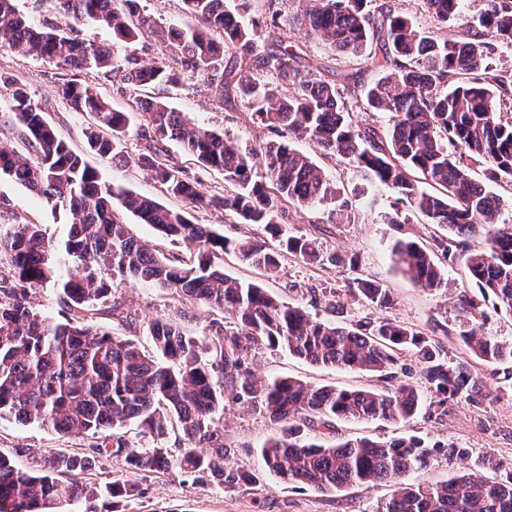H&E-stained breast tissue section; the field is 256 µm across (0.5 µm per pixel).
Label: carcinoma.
<instances>
[{"label":"carcinoma","mask_w":512,"mask_h":512,"mask_svg":"<svg viewBox=\"0 0 512 512\" xmlns=\"http://www.w3.org/2000/svg\"><path fill=\"white\" fill-rule=\"evenodd\" d=\"M54 2L69 20L66 31L36 27L14 0H0V47L58 68L116 75L132 90L176 85L184 73L209 70L233 51L298 86L285 98L234 67L223 71L215 96L240 94L253 121L275 136L257 150L188 124L157 98L135 101L134 112L114 110L97 88L70 79L59 85L58 96L71 111L93 115L96 128L85 133L91 152L126 162L122 139L138 115L143 123L135 133L145 151L135 163L150 170L167 195L196 208L221 209L244 224H263L281 249L304 262L352 265L336 251L324 253L316 237L292 234L279 223L287 205L308 209L330 202L339 217L353 209L323 169L288 144L308 138L323 154L352 160L367 188L391 193L394 212L387 223L407 224L409 213L417 212L444 230L430 247L395 241L392 256L403 274L436 291L445 284V264L463 253L481 297H494L496 309L512 316V225L497 223L500 199L487 186L512 182V72L491 63L498 48L512 47V0H483L472 21L461 18L462 0H425L438 23L434 35L391 0L371 10L370 0H301L297 23L333 51L361 57L376 42L373 64L382 74L366 86L364 97L367 111L389 114L380 130L355 124L343 91L334 82L301 75L288 47L266 48L265 29L249 16L251 0H238L233 11L224 0H183L194 23L167 29L140 12L139 0ZM86 21L128 46L154 35L175 53L176 66L144 65L132 54L120 63L108 46L78 37ZM0 89L8 95L26 151L1 146L0 173L71 216L61 240L46 237L31 222L0 232V257L11 266L0 276V416L63 435L97 436L82 454L41 456L27 469L0 454V512H61L97 496V487L82 476L104 456L121 457L136 471L175 467L205 473L227 488L249 483L250 473L226 465L230 449L220 419L231 405L279 426L261 456L267 470L285 482L320 492L384 482L391 493L372 512H512V467L502 468L490 454L472 460L467 474L423 484L411 482L410 474L441 455L450 462L467 460L469 450L450 440L429 444L416 435L328 440L336 419L396 423L417 413L420 389L398 376L404 352L418 361L430 396L428 412L436 420L447 417L455 402L478 407L485 401L487 385L473 360L501 367L492 373L496 389L512 390V340L489 336L476 323L460 336L468 358L451 362L439 340L388 319L322 321L302 306L285 304L254 282L230 277L223 266L224 255L232 253L273 276L280 252L193 224L181 210L101 180L14 78L0 75ZM167 141L179 143L199 164L223 171L230 186L224 196H207L184 177L164 152ZM477 164L484 166V183L472 177ZM126 213L172 241L194 245V256L156 253L131 235ZM475 239L478 244L470 245ZM48 282L57 288L56 318L31 305V295ZM117 282L153 285L217 308L224 324L211 326L216 340L207 347L175 322L152 320V356L95 323L96 305L107 302L112 315L137 327L138 310L115 294ZM348 291L372 306L391 304L388 289L366 277L352 278ZM265 349L370 374L383 385L347 390L289 377L260 380L250 362ZM131 423L154 441L174 435L175 449L134 447L122 432ZM322 427V438H302L304 430ZM135 491L133 484L106 486L111 512H121Z\"/></svg>","instance_id":"obj_1"}]
</instances>
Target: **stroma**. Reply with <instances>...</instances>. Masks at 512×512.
Listing matches in <instances>:
<instances>
[{"label":"stroma","instance_id":"obj_1","mask_svg":"<svg viewBox=\"0 0 512 512\" xmlns=\"http://www.w3.org/2000/svg\"><path fill=\"white\" fill-rule=\"evenodd\" d=\"M80 35L83 39L112 46L115 56L120 59L132 53L146 63L171 60L170 49L151 35L128 46L114 42L110 30L92 22L82 26ZM290 43L297 54L296 65L303 75L321 77L340 87L344 86V77L349 73H361L367 82L376 77L371 60L334 56L328 46L306 36L302 29L291 30ZM0 73L12 76L25 87L32 100L41 105L48 118L57 125L61 136L77 151H85L83 132L93 125L94 119L88 113L70 111L59 99L57 88L63 81L74 78L93 85L115 109L127 111L132 105L128 89L121 86L118 79L108 80L94 71L74 74L41 58L23 56L5 47H0ZM220 77L217 70L205 75L188 73L179 84H159L149 88L147 94L167 100L195 124L259 147L269 140L268 130L253 123L239 96L224 102L218 100L211 83ZM296 146L318 160L341 194L352 196L353 211L350 220L339 223L330 216L328 207H291L285 211L284 225L288 231L298 234L317 233L325 251L337 250L356 257L358 270L306 263L285 253L280 258L277 277H265L261 270L240 264L230 256L224 259L225 273L256 282L284 302L307 306L318 319L333 321L341 317L350 321H378L388 318L434 336L442 342L450 359L464 357L460 334L469 329L471 315L462 309L460 298L480 295L479 288L466 274L464 261L449 264L447 283L433 293L416 286L396 270L391 261L394 239L406 237L425 243L438 234V227L423 223L417 214L412 215L407 224L387 223L386 218L392 211L389 193H379L372 201L366 199L361 193L364 176L352 162L341 157L322 156L315 144L307 139L298 140ZM124 147L129 158L124 165L113 164L92 153H87L86 159L105 181L159 196L160 190L148 171L135 163L144 148L143 140L135 133H128ZM189 218L196 224L213 225L230 238L251 237L271 248L277 244L264 226L231 222L220 210H193ZM18 221L40 224L47 237L59 239L67 231L70 216L65 211L52 209L8 175L0 174V230H7ZM358 273L389 288L392 305L379 309L346 297L344 289ZM117 292L137 308L140 326L130 328L107 315L97 316V324L113 335L132 338L149 353L154 350L145 328L150 320L180 317L188 333L205 338L209 335L210 322L224 318L220 310L179 301L170 291L149 285L129 288L121 284ZM252 368L263 379L292 377L340 389L377 383L375 377L349 369L316 366L279 349H268L256 355ZM335 427L337 435L345 437L389 439L418 435L429 441L450 439L470 449L473 456L491 453L502 461L512 462V394L489 395L478 408L465 402L456 404L441 421L421 413L405 423H352L339 419ZM276 431V425L268 418L233 406L226 409L224 442L231 448L229 464L254 477L253 482L233 489L212 483L209 477L201 478L176 469L153 474L138 472L126 467L118 458L104 460L94 470L91 480L101 488L116 479L135 484L138 493L127 502L126 512H372L377 502L387 497L389 489L384 485L320 493L304 484L281 482L265 469L261 456L263 444ZM93 442L89 435L62 436L35 425L18 423L7 415L0 417V453L8 456L18 448L26 449L31 458L59 450L80 454Z\"/></svg>","mask_w":512,"mask_h":512}]
</instances>
